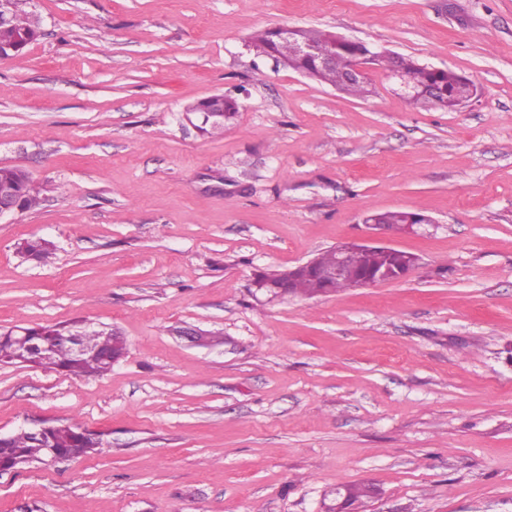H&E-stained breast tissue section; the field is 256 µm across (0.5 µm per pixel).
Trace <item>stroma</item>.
Segmentation results:
<instances>
[{
  "label": "stroma",
  "instance_id": "obj_1",
  "mask_svg": "<svg viewBox=\"0 0 512 512\" xmlns=\"http://www.w3.org/2000/svg\"><path fill=\"white\" fill-rule=\"evenodd\" d=\"M40 34L0 58V167L40 207L0 218V331H120L110 372L0 366V435L44 420L103 449L0 472V512H512V0H23ZM329 31L450 68L476 95L414 102L381 68L344 93L258 53ZM237 104L203 135L186 109ZM404 280L270 297L258 275L365 216ZM52 241L48 262L17 252ZM216 335L199 345L182 328ZM383 223L381 224L377 221L376 215H370L364 219V223L368 226V228L372 230H379L381 234H387L389 232H414V228L416 226H421L422 224H428L430 218L425 215H417L414 212H409L406 214V221L403 214L405 211H386L379 212ZM405 221V223H404ZM404 223V224H402Z\"/></svg>",
  "mask_w": 512,
  "mask_h": 512
}]
</instances>
